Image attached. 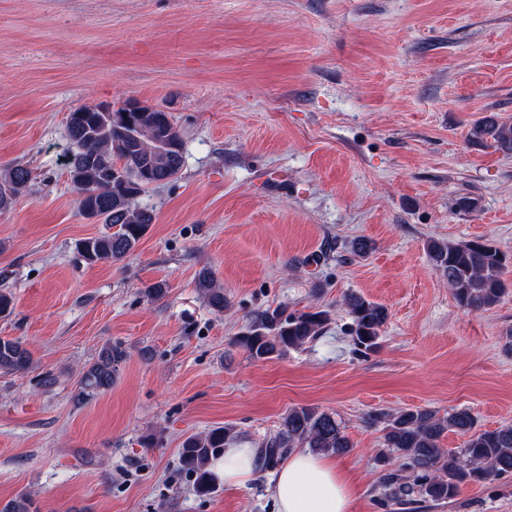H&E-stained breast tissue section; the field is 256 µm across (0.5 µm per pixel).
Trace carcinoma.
Here are the masks:
<instances>
[{
    "instance_id": "1",
    "label": "carcinoma",
    "mask_w": 512,
    "mask_h": 512,
    "mask_svg": "<svg viewBox=\"0 0 512 512\" xmlns=\"http://www.w3.org/2000/svg\"><path fill=\"white\" fill-rule=\"evenodd\" d=\"M73 149L67 158L71 182L79 193L82 215L106 224L110 231L80 240L76 249L88 265L115 264L127 259L155 222L152 210L137 203L149 186L178 177L183 166V142L167 112L146 106L126 105L118 110L101 104L76 109L67 117ZM471 137L512 151V126L493 120L476 123ZM32 171L14 165L0 173V211L13 208L27 192ZM426 252L434 269L447 281L456 301L471 311L498 305L509 293L504 275L507 256L488 240L450 244L431 239ZM197 287L210 306L224 310V289L208 269L199 271ZM352 319L350 335L357 351H375L388 313L387 309L358 294L343 299ZM330 319V312L316 308L285 313L280 308L255 312L245 331L231 344L254 361L281 357L315 339ZM125 351L103 346L93 362L83 368L74 400L82 404L112 389ZM35 365L33 354L20 340L0 337V374L26 372ZM384 421L383 451L379 477L387 500L406 507L422 502L442 503L454 498L462 486L512 474V425L494 430L477 429L468 410L440 416L434 410L407 408L374 415L368 421ZM467 436L463 448L449 454L441 446L445 434ZM231 429L218 426L185 439L179 453L181 469L193 477L201 495L212 492L214 459L224 453ZM315 453L344 455L353 445L335 414L307 406L292 407L282 417L278 432L259 451L262 466L272 467L294 448ZM402 463L387 468L388 455ZM0 512H40L27 493L10 499Z\"/></svg>"
}]
</instances>
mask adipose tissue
I'll return each mask as SVG.
<instances>
[{
	"label": "adipose tissue",
	"mask_w": 512,
	"mask_h": 512,
	"mask_svg": "<svg viewBox=\"0 0 512 512\" xmlns=\"http://www.w3.org/2000/svg\"><path fill=\"white\" fill-rule=\"evenodd\" d=\"M259 467L256 449L230 447L211 469L225 485H245ZM276 512H356L353 481L332 459L305 450L292 453L269 487Z\"/></svg>",
	"instance_id": "obj_1"
}]
</instances>
